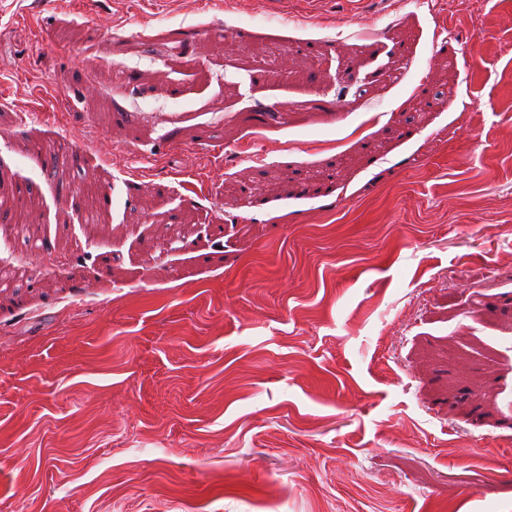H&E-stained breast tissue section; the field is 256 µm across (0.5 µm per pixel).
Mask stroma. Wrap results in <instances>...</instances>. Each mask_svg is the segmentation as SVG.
<instances>
[{"label": "stroma", "instance_id": "35a3bbf8", "mask_svg": "<svg viewBox=\"0 0 512 512\" xmlns=\"http://www.w3.org/2000/svg\"><path fill=\"white\" fill-rule=\"evenodd\" d=\"M0 194V512H512L505 0H0Z\"/></svg>", "mask_w": 512, "mask_h": 512}]
</instances>
